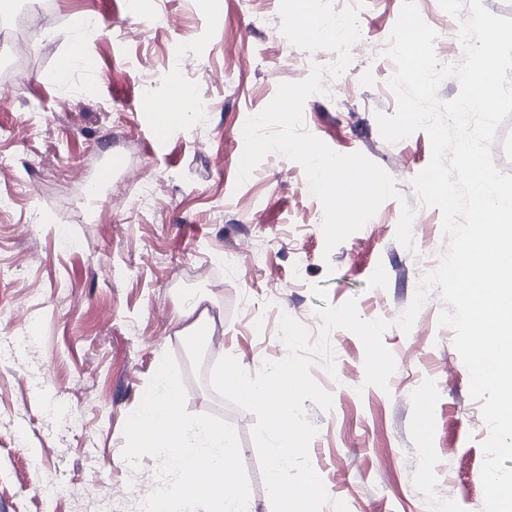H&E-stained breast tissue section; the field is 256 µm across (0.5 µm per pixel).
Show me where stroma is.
<instances>
[{
    "instance_id": "1",
    "label": "stroma",
    "mask_w": 512,
    "mask_h": 512,
    "mask_svg": "<svg viewBox=\"0 0 512 512\" xmlns=\"http://www.w3.org/2000/svg\"><path fill=\"white\" fill-rule=\"evenodd\" d=\"M440 56L461 54L458 22L438 0H416ZM402 0H363L365 44L353 52L341 91L305 102V129L341 154L363 153L387 171L416 213L413 249L396 239L400 204L389 199L359 231L326 250L323 208L303 167L272 154L237 184L243 127L283 82L308 77L302 49L281 33L280 0H55L50 17L0 47V73L19 53V76H0V512H140L136 489L157 482L158 462L124 459L123 426L165 353L186 387L190 414H215L239 438L254 512H272L252 439L253 414L209 386L225 355L249 373L283 359L281 312L318 334L314 313L356 299L362 319L389 321L382 341L396 360L388 389L365 385V351L350 331H331L335 373L311 374L331 410L305 401L318 433L310 461L348 512H482V442L488 428L469 394V372L444 304L432 290L410 332L396 325L448 243L442 214L420 206L412 179L429 163L430 139H383L377 114H394L395 65L379 53ZM95 38L71 70L95 94L59 81V62L81 29ZM208 98L204 124L172 128L148 144L155 108L174 85ZM126 160L95 204L80 184L112 155ZM236 253L225 273V253ZM327 290L314 297L312 286ZM280 311L260 309L270 291ZM202 297L209 340L193 339L180 305ZM428 406L430 436L419 413ZM429 453H422V446ZM68 487L52 509L30 488Z\"/></svg>"
}]
</instances>
